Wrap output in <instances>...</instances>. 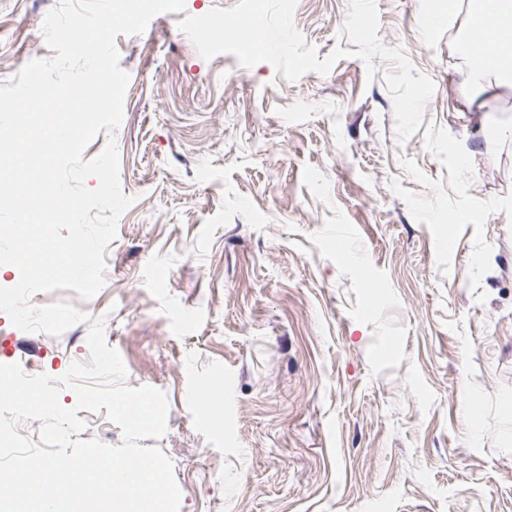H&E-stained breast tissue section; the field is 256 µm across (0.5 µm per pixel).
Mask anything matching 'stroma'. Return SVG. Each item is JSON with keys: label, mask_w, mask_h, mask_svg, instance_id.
<instances>
[{"label": "stroma", "mask_w": 512, "mask_h": 512, "mask_svg": "<svg viewBox=\"0 0 512 512\" xmlns=\"http://www.w3.org/2000/svg\"><path fill=\"white\" fill-rule=\"evenodd\" d=\"M58 0H0V85L54 52ZM185 0L117 36L115 142L132 205L103 288L45 294L103 319L124 385L164 392L179 512H512V85L481 109L457 42L477 0H377L378 36L434 92L400 141L363 61L286 81L203 59ZM348 0H297L319 57ZM88 324L35 334L45 374L88 362Z\"/></svg>", "instance_id": "1"}]
</instances>
